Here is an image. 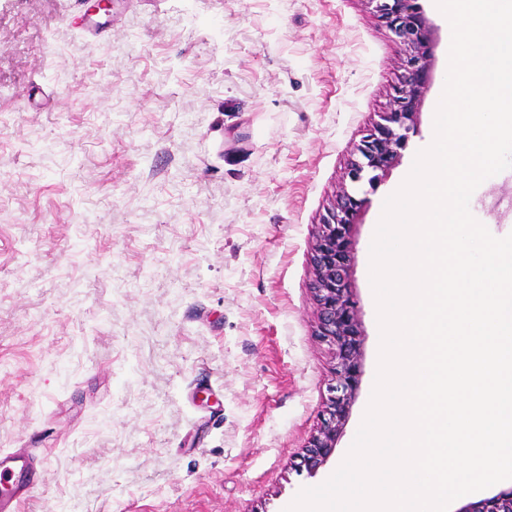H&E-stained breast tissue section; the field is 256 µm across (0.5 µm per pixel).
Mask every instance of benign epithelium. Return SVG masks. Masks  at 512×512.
<instances>
[{
	"instance_id": "1",
	"label": "benign epithelium",
	"mask_w": 512,
	"mask_h": 512,
	"mask_svg": "<svg viewBox=\"0 0 512 512\" xmlns=\"http://www.w3.org/2000/svg\"><path fill=\"white\" fill-rule=\"evenodd\" d=\"M378 17L405 47L406 57L399 85L380 122L357 146L361 159L349 165L353 183L363 179L367 169L386 170L405 146L406 132L419 113L432 80L435 27L419 7L417 0H367ZM363 201L347 190L337 196L320 225L313 254L315 279L312 289L318 306L317 336L334 350L335 377L330 389L326 414L318 434L313 436L302 456L303 466L315 472L335 450L354 398L360 372L362 325L357 316L348 277L351 260L350 228ZM455 512H512V490L490 498L469 501Z\"/></svg>"
}]
</instances>
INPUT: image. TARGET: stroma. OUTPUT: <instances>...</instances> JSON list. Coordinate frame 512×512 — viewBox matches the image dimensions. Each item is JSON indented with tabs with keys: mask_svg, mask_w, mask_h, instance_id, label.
Instances as JSON below:
<instances>
[{
	"mask_svg": "<svg viewBox=\"0 0 512 512\" xmlns=\"http://www.w3.org/2000/svg\"><path fill=\"white\" fill-rule=\"evenodd\" d=\"M398 161L347 172L403 46L368 0H0V449H41L20 512H284L346 456L377 370L367 276ZM362 373L336 450L299 467L336 360L311 257L340 187ZM473 216L512 233V169Z\"/></svg>",
	"mask_w": 512,
	"mask_h": 512,
	"instance_id": "35a3bbf8",
	"label": "stroma"
}]
</instances>
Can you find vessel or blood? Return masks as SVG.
Masks as SVG:
<instances>
[{"instance_id":"b4317fda","label":"vessel or blood","mask_w":512,"mask_h":512,"mask_svg":"<svg viewBox=\"0 0 512 512\" xmlns=\"http://www.w3.org/2000/svg\"><path fill=\"white\" fill-rule=\"evenodd\" d=\"M38 460L34 448L0 450V512H19L39 481Z\"/></svg>"}]
</instances>
